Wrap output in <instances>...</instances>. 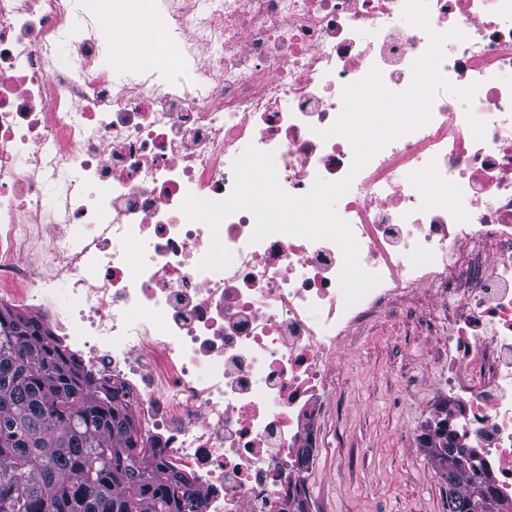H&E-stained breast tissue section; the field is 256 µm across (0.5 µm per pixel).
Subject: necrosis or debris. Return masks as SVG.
<instances>
[{"instance_id":"obj_1","label":"necrosis or debris","mask_w":512,"mask_h":512,"mask_svg":"<svg viewBox=\"0 0 512 512\" xmlns=\"http://www.w3.org/2000/svg\"><path fill=\"white\" fill-rule=\"evenodd\" d=\"M142 2L0 0V308L123 385L204 512H286L337 357L401 310L448 358L450 437L512 502V0H427L425 30L405 0H161L162 38L136 46ZM434 32L449 90L336 205L378 284L347 304L335 243L251 242L246 211L219 228L231 264L199 270L212 237L186 196L227 197L250 145L289 195L343 178L350 141L319 132L344 87L375 69L404 92Z\"/></svg>"}]
</instances>
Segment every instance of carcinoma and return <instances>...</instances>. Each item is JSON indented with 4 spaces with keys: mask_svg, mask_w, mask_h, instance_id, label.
Masks as SVG:
<instances>
[{
    "mask_svg": "<svg viewBox=\"0 0 512 512\" xmlns=\"http://www.w3.org/2000/svg\"><path fill=\"white\" fill-rule=\"evenodd\" d=\"M127 394L81 371L33 321L0 310V512H202L192 482L145 457ZM427 451L448 512H512L448 428Z\"/></svg>",
    "mask_w": 512,
    "mask_h": 512,
    "instance_id": "1",
    "label": "carcinoma"
}]
</instances>
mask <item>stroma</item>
Wrapping results in <instances>:
<instances>
[{
	"label": "stroma",
	"mask_w": 512,
	"mask_h": 512,
	"mask_svg": "<svg viewBox=\"0 0 512 512\" xmlns=\"http://www.w3.org/2000/svg\"><path fill=\"white\" fill-rule=\"evenodd\" d=\"M336 372L343 385L306 475L314 512H446L448 487L419 444L448 375L430 338L383 317Z\"/></svg>",
	"instance_id": "35a3bbf8"
}]
</instances>
